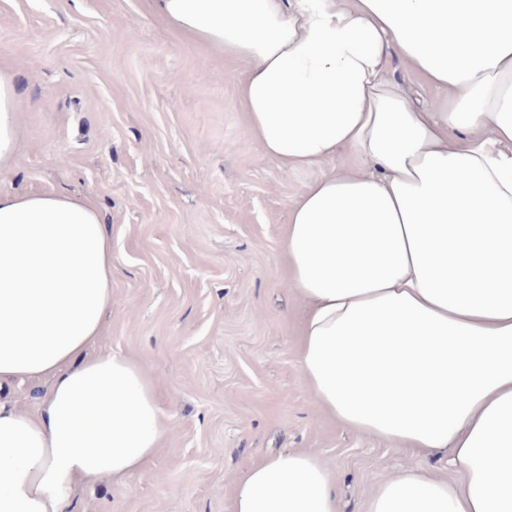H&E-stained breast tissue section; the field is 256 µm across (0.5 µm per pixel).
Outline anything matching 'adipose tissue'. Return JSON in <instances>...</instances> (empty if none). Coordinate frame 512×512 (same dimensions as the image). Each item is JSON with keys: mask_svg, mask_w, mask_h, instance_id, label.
Wrapping results in <instances>:
<instances>
[{"mask_svg": "<svg viewBox=\"0 0 512 512\" xmlns=\"http://www.w3.org/2000/svg\"><path fill=\"white\" fill-rule=\"evenodd\" d=\"M186 40L244 67L238 104L284 171L341 164L292 203L281 249L304 305L302 379L344 430L445 458L366 512H512V0H153ZM398 59L445 94L389 79ZM20 156L0 68V173ZM112 307L94 202L0 194V512H71L169 431L144 364L92 353ZM48 380L35 412L7 398ZM233 512H338L332 467L271 455Z\"/></svg>", "mask_w": 512, "mask_h": 512, "instance_id": "1", "label": "adipose tissue"}]
</instances>
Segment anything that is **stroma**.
Returning a JSON list of instances; mask_svg holds the SVG:
<instances>
[{
	"instance_id": "1",
	"label": "stroma",
	"mask_w": 512,
	"mask_h": 512,
	"mask_svg": "<svg viewBox=\"0 0 512 512\" xmlns=\"http://www.w3.org/2000/svg\"><path fill=\"white\" fill-rule=\"evenodd\" d=\"M0 66L21 125L0 193L96 202L112 249L97 348L143 361L171 426L142 471L77 487L74 512H231L237 477L288 451L334 468L339 512H365L406 468L448 477L345 432L308 391L280 240L317 172L262 155L222 56L176 37L149 0H0Z\"/></svg>"
}]
</instances>
